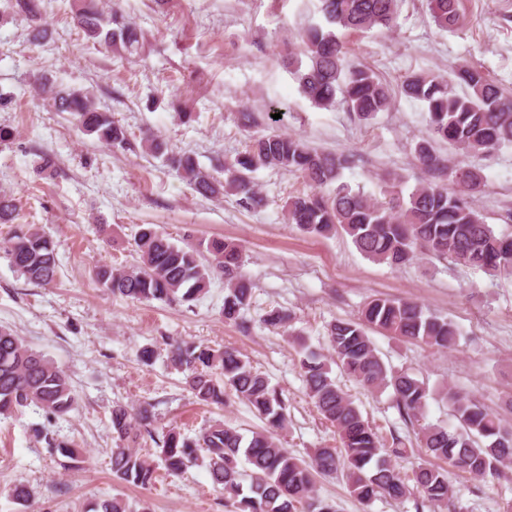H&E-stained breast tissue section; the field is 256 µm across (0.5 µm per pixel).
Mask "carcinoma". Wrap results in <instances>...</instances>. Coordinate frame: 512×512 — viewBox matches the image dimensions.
Segmentation results:
<instances>
[{
  "instance_id": "1",
  "label": "carcinoma",
  "mask_w": 512,
  "mask_h": 512,
  "mask_svg": "<svg viewBox=\"0 0 512 512\" xmlns=\"http://www.w3.org/2000/svg\"><path fill=\"white\" fill-rule=\"evenodd\" d=\"M10 7L36 23V0H6ZM400 0H319L321 20L301 33L307 63L296 61L294 72L302 94L320 109L343 104L369 120L392 105L391 89L369 68L351 61L346 42L337 31L366 32L376 27L392 31L397 25ZM429 14L440 29L458 25L457 0H427ZM74 18L87 39L104 42L125 58L141 55L142 32L115 10L100 8L97 0H70ZM446 80L415 73L402 82L400 92L420 101L427 112L428 133L415 144L414 157L425 170L454 185L428 183L403 195L400 180L383 179L385 200L378 201L343 181V170L354 164L346 155L324 153L305 140L283 133L255 139L248 150L224 164V180L214 178L195 159L176 154L156 137L145 149L181 173L199 194L238 197L246 209L256 210L264 198L252 174L274 167L300 174L317 188L288 200L286 221L317 236L344 232L367 259L400 266L418 255H433L477 268L491 275H512V237L499 234L476 207V194L486 185L482 170L452 164L438 154L435 144H448L457 156L489 155L512 145V98L479 68L461 63ZM39 91L57 112H68L78 127L110 146H124L126 131L110 112L95 106L89 93L76 87L42 83ZM139 262L123 270L97 267L98 281L132 301L189 302L198 298L214 276L224 278V319L237 320L248 307L251 288L241 273L240 245L224 240L179 246L152 227L142 228L134 239ZM14 270L26 281L46 286L58 272L53 242L39 230L14 232L4 248ZM376 328L407 340L421 341L442 350L457 345L460 331L452 321L426 313L411 301L376 298L367 303L362 318L338 320L329 325L327 339L336 363L350 378L369 389L392 388L400 414L418 424L420 444L427 455L445 460L473 476L499 477L512 466V429L479 403L454 387L443 391L459 422V430L423 424L426 384L406 372L387 370L368 330ZM299 367L309 398L325 420L336 427L341 448H321L311 460L284 448L279 432L286 427L281 393L234 348L216 350L185 340L170 343V364L187 373V383L203 404H224L231 392L266 421L267 429L247 437L236 428L216 422L200 435L189 437L172 427L160 433L153 416L141 406L112 409V474L137 487L155 482L157 470L136 448L148 434L161 448L165 471L180 474L198 463L204 465L214 486L236 512H334L314 496L315 476L341 474L350 492L364 505L384 497L400 500L410 493L395 462L408 455L398 441L384 447L364 419L359 407L336 384L323 356L305 342L298 343ZM76 401L68 374L53 361L32 350L13 333L0 329V417L34 406L48 419H57ZM416 487L430 501L456 512V491L447 474L434 465L414 472Z\"/></svg>"
}]
</instances>
